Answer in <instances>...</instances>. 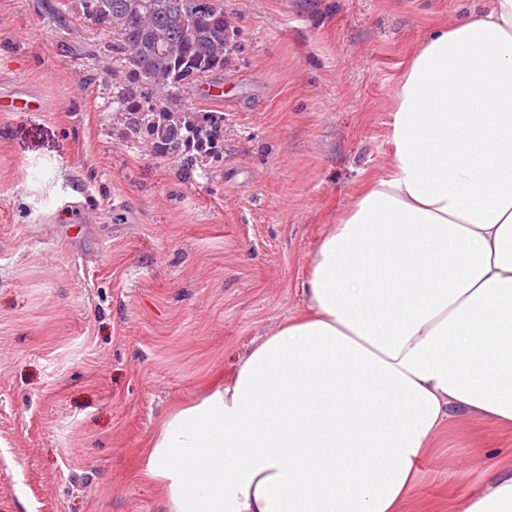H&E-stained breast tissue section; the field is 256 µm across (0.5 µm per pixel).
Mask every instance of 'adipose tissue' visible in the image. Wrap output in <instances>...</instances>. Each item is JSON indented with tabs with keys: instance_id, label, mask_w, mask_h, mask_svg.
<instances>
[{
	"instance_id": "1",
	"label": "adipose tissue",
	"mask_w": 512,
	"mask_h": 512,
	"mask_svg": "<svg viewBox=\"0 0 512 512\" xmlns=\"http://www.w3.org/2000/svg\"><path fill=\"white\" fill-rule=\"evenodd\" d=\"M391 144L317 241L304 310L148 437L167 512H405L443 427H512V0L421 41ZM486 469L463 512H512V469Z\"/></svg>"
}]
</instances>
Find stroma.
I'll use <instances>...</instances> for the list:
<instances>
[{
  "label": "stroma",
  "instance_id": "35a3bbf8",
  "mask_svg": "<svg viewBox=\"0 0 512 512\" xmlns=\"http://www.w3.org/2000/svg\"><path fill=\"white\" fill-rule=\"evenodd\" d=\"M460 7L224 0L231 59L184 94L224 141L186 178L127 140L112 36L77 0H0V85L47 104L0 112V512H163L145 438L301 309L318 237L387 163L413 51ZM490 456L512 465V428L443 429L407 512H462L457 465L479 483Z\"/></svg>",
  "mask_w": 512,
  "mask_h": 512
}]
</instances>
